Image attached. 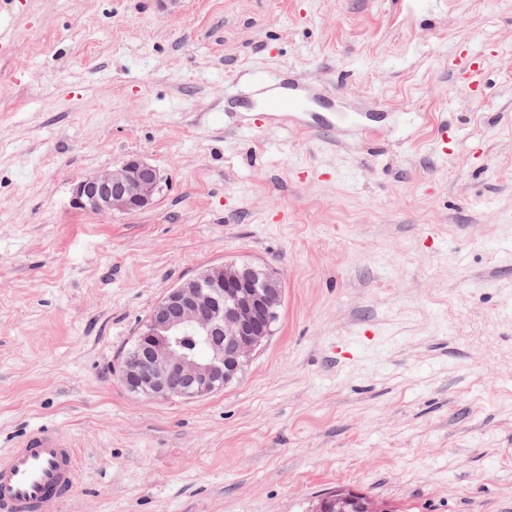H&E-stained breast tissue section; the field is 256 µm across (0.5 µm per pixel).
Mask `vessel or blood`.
I'll return each instance as SVG.
<instances>
[{
    "instance_id": "b4317fda",
    "label": "vessel or blood",
    "mask_w": 512,
    "mask_h": 512,
    "mask_svg": "<svg viewBox=\"0 0 512 512\" xmlns=\"http://www.w3.org/2000/svg\"><path fill=\"white\" fill-rule=\"evenodd\" d=\"M482 59L459 49L448 57V65L465 84H473ZM253 82L260 90L255 109L263 126L290 125L311 134L360 122L354 112L336 109V98L313 89L295 76L277 83L261 74ZM79 467L72 442L56 429L41 427L20 437L13 448L0 452V512H46L63 506L78 483Z\"/></svg>"
}]
</instances>
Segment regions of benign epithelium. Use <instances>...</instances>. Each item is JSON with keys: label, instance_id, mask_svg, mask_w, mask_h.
I'll list each match as a JSON object with an SVG mask.
<instances>
[{"label": "benign epithelium", "instance_id": "7a95c632", "mask_svg": "<svg viewBox=\"0 0 512 512\" xmlns=\"http://www.w3.org/2000/svg\"><path fill=\"white\" fill-rule=\"evenodd\" d=\"M160 188L158 169L132 156L116 169L77 181L70 204L97 214L131 213L151 205ZM283 297L272 271L234 262L207 267L168 289L154 305L122 359L121 383L155 401H192L224 389L272 335ZM309 512H392V507L338 487Z\"/></svg>", "mask_w": 512, "mask_h": 512}]
</instances>
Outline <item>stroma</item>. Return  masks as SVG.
<instances>
[{
    "label": "stroma",
    "instance_id": "35a3bbf8",
    "mask_svg": "<svg viewBox=\"0 0 512 512\" xmlns=\"http://www.w3.org/2000/svg\"><path fill=\"white\" fill-rule=\"evenodd\" d=\"M0 30V450L73 439L50 512H308L339 486L512 512V0H0ZM256 71L373 135L255 131ZM133 155L152 205L71 207ZM230 261L279 276L273 335L221 392L130 393L154 304ZM484 58H476L465 49H456L453 54L448 56V66L452 69L455 76L470 87L477 88L473 83L477 82L479 68L485 63Z\"/></svg>",
    "mask_w": 512,
    "mask_h": 512
}]
</instances>
